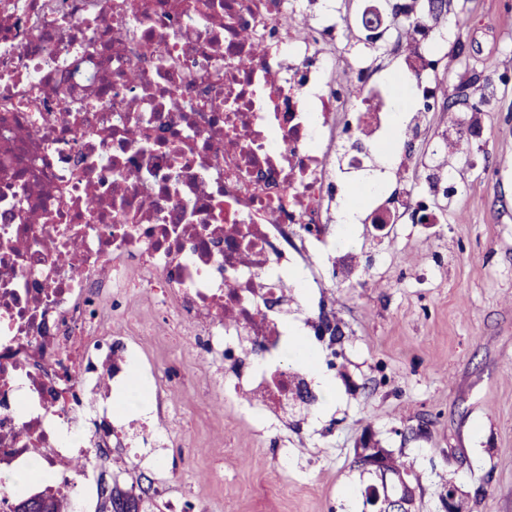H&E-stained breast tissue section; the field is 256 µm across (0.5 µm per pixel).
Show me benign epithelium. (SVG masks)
<instances>
[{
	"label": "benign epithelium",
	"instance_id": "7a95c632",
	"mask_svg": "<svg viewBox=\"0 0 512 512\" xmlns=\"http://www.w3.org/2000/svg\"><path fill=\"white\" fill-rule=\"evenodd\" d=\"M374 443L376 440L367 433L356 450L357 461L375 477L369 488L372 512H417L416 491L420 487L417 475L410 469L386 470L389 450ZM150 497L151 488L143 486V482L124 487L116 475L111 477L104 494L109 512H143V504ZM441 504L443 512H469L466 496L452 480L441 493Z\"/></svg>",
	"mask_w": 512,
	"mask_h": 512
}]
</instances>
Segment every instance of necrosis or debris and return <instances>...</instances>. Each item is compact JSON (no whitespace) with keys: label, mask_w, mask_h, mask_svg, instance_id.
Listing matches in <instances>:
<instances>
[{"label":"necrosis or debris","mask_w":512,"mask_h":512,"mask_svg":"<svg viewBox=\"0 0 512 512\" xmlns=\"http://www.w3.org/2000/svg\"><path fill=\"white\" fill-rule=\"evenodd\" d=\"M343 22L333 0H0V481L25 476L0 512L76 485V512H97L114 405L147 377L148 348L166 389L196 358L288 428L307 382L284 364L288 329L318 350L322 265L341 288L364 269L328 232L336 179L374 165L391 99L443 40L390 84L353 53V103L336 79ZM427 207L367 182L355 217L368 236Z\"/></svg>","instance_id":"1"}]
</instances>
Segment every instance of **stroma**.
I'll use <instances>...</instances> for the list:
<instances>
[{"label":"stroma","mask_w":512,"mask_h":512,"mask_svg":"<svg viewBox=\"0 0 512 512\" xmlns=\"http://www.w3.org/2000/svg\"><path fill=\"white\" fill-rule=\"evenodd\" d=\"M447 3L434 80L469 83V101L425 113L421 136L397 146L424 160L443 140L459 192L440 224L405 223L370 247L361 287L336 289L334 400L284 435L243 398L169 393L212 424L159 449L168 483L218 512H370L372 477L355 462L367 431L420 473V512H442L451 479L471 512H512V0Z\"/></svg>","instance_id":"obj_1"}]
</instances>
